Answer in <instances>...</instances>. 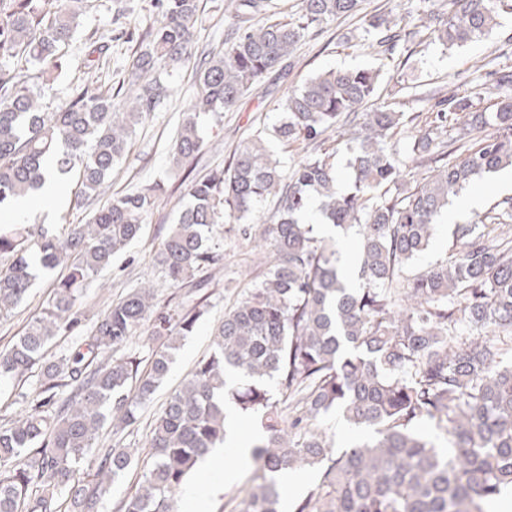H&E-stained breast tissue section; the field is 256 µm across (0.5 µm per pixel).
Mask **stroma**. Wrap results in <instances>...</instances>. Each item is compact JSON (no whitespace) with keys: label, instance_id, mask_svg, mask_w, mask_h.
Here are the masks:
<instances>
[{"label":"stroma","instance_id":"35a3bbf8","mask_svg":"<svg viewBox=\"0 0 512 512\" xmlns=\"http://www.w3.org/2000/svg\"><path fill=\"white\" fill-rule=\"evenodd\" d=\"M130 9L124 16H116L111 0H89V6L80 19V26L72 42L63 50V67L50 84L41 88V100L55 108L71 96L78 76H86L89 83L101 90H114L128 77V61L137 44L132 37L159 20L152 0H127ZM398 0H360L357 14L344 16L324 24L316 34L305 37L296 46L287 71L274 74L255 86L240 100L236 111L224 117L211 118L204 123L205 145L195 160L191 172L175 171L169 166L168 150L173 135L194 101L196 85L192 63L179 65L166 83L169 95L161 101L157 110L139 128L132 140L131 150L122 163L116 166L104 194L88 208L74 205L76 187L65 181L64 201L45 198L37 208L34 221L38 224H82L90 209L101 208L112 197L136 192L153 184H161L164 193L157 209L147 219L141 236L133 241L112 267L94 276L87 286L81 309L87 321H94L108 306L120 301L130 288L141 279L152 280L159 301L169 306L197 302L205 306L195 332L184 338L174 355V363L166 381L147 403L138 423L119 434L105 433L106 443L122 448H144L149 425L168 394L177 388L212 349L211 331L224 317V310L231 300L225 291L227 283H247L255 274L249 248L237 234L235 225L220 224L214 229L215 236L224 245L221 263L204 271L209 284L195 293L171 287L154 264V254L161 245L170 224L178 212L188 203L186 175L202 177L223 168L235 148L256 128L272 126L279 118L276 107L289 91L300 86L313 74L329 70L355 68L373 64L374 59L358 40L348 39V32L359 27L361 15L395 10ZM109 36V50L105 64L93 67L89 60L88 37L92 33ZM512 15L505 14L499 25L486 36L474 39L460 48L442 51L429 47L410 60L408 83L411 87L406 96L407 109L423 112L427 109L426 92L441 88L448 92L467 94L479 90L486 78L483 61L495 58L500 64L512 66ZM504 172H497L476 182L483 189V199L475 207L460 213L457 223H449L447 215L438 218L437 230L430 248L417 263V268L447 259L456 241V224L476 221L498 202L512 198V186H504ZM65 273L55 268L40 276L25 303L11 313L0 316V349L9 346L20 336L31 317L35 316L50 297L55 282ZM224 467L238 473L234 482L225 484L212 500V512H234L245 490L258 474L253 461L242 460L234 451H226Z\"/></svg>","mask_w":512,"mask_h":512}]
</instances>
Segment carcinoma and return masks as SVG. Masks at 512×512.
<instances>
[{
    "label": "carcinoma",
    "instance_id": "cac0c4a2",
    "mask_svg": "<svg viewBox=\"0 0 512 512\" xmlns=\"http://www.w3.org/2000/svg\"><path fill=\"white\" fill-rule=\"evenodd\" d=\"M84 2L0 0V207L56 175L74 177L75 205L88 204L166 96L161 76L192 57L197 95L169 150L172 166L191 169L204 147L200 116L233 111L283 70L306 34L357 11L360 0H300L290 19L278 18L271 0H231L224 47L196 53L202 0H154L161 18L137 38L125 102L82 83L49 111L37 104L31 67L46 82L61 69L60 49ZM413 2L400 0L397 16L364 17L371 53L406 66L415 42L459 48L512 14V0H439L416 23ZM490 75L498 96L488 106L434 90L420 117L402 109L403 77L381 102L378 67L315 74L278 105L272 130L256 129L224 169L189 182L190 203L155 255L171 286L205 287L197 275L223 260L211 236L218 224L239 225L246 240L262 225L267 255L255 258L253 285L214 326L211 354L160 407L143 458L98 447L102 431L138 421L203 311L166 310L141 286L86 332L79 301L139 236L161 186L117 196L61 232L0 222V257L12 258L0 270L1 316L27 299L39 270L67 268L43 311L0 351V393L38 368L29 409L0 425V512H101L132 470L138 488L116 512H178L199 460L225 441L228 406L263 426L252 449L261 475L245 512H280L279 476L288 470L318 474L292 512H489L512 495V198L457 225L462 246L446 261L412 270L450 198L474 177L512 166V67ZM335 132L343 142L330 139ZM270 139L312 151L286 166L266 148ZM341 144L345 186L336 167ZM269 199L271 212L259 213ZM316 201L321 223L356 235L350 278L340 273L338 241L318 237L307 220ZM148 322L159 348L143 369L121 350ZM69 337L74 345L47 359ZM333 413L363 433L341 450L326 427ZM424 424L448 435V447ZM82 462L92 471L87 481L76 477Z\"/></svg>",
    "mask_w": 512,
    "mask_h": 512
}]
</instances>
